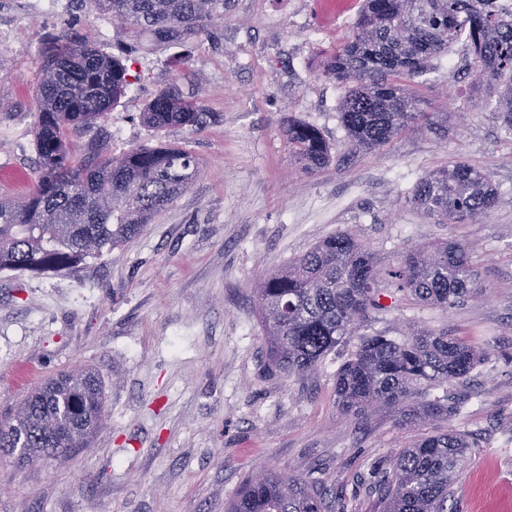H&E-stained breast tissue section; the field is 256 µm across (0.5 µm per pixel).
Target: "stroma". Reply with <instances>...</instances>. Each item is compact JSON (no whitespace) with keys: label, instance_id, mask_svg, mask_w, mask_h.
I'll return each instance as SVG.
<instances>
[{"label":"stroma","instance_id":"35a3bbf8","mask_svg":"<svg viewBox=\"0 0 512 512\" xmlns=\"http://www.w3.org/2000/svg\"><path fill=\"white\" fill-rule=\"evenodd\" d=\"M361 0L343 17L324 0H226L207 35L142 46L138 81L76 140L112 155L176 144L199 162L190 188L130 243L45 272H0V415L49 377L92 369L104 388L90 447L19 467L0 459V512H224L264 467L320 479L343 512H377L363 483L417 439L394 410L339 412L336 372L359 336L312 374L265 370L253 286L324 238L344 232L381 268L415 244L473 245L484 296L443 310L382 298L360 334L400 339L416 326L471 341L487 356L463 382L434 385L465 403L469 435L453 485L457 512H512V132L489 104L498 81L466 75L461 52L432 60L414 83L447 134L410 129L372 152L352 150L322 76ZM88 39L115 55L126 35L78 0H0V192L29 186L39 55L49 37ZM208 112L199 131L148 130L140 114L169 83ZM315 126L333 159L304 173L283 135ZM462 161L491 175L498 202L474 224H437L409 202L428 172Z\"/></svg>","mask_w":512,"mask_h":512}]
</instances>
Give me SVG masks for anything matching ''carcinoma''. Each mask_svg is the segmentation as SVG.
I'll return each mask as SVG.
<instances>
[{
  "instance_id": "obj_1",
  "label": "carcinoma",
  "mask_w": 512,
  "mask_h": 512,
  "mask_svg": "<svg viewBox=\"0 0 512 512\" xmlns=\"http://www.w3.org/2000/svg\"><path fill=\"white\" fill-rule=\"evenodd\" d=\"M119 23L130 41L181 44L207 32L224 15V0H80ZM461 46L466 65L501 82L498 115L512 131V10L498 0H362L347 38L329 55L323 74L346 88L339 118L355 150H375L430 113L409 83L432 58ZM34 143L36 176L20 199L0 198V270H64L132 241L152 217L187 191L196 158L176 145L134 147L118 157L86 154L75 139L97 124L132 85L130 68L95 44L62 36L41 50ZM150 130H198L207 121L196 100L171 83L141 114ZM288 151L308 173L332 161L312 125L285 130ZM498 190L490 176L464 162L426 174L410 202L439 224H468L490 211ZM394 288L417 303L452 309L476 287L471 250L454 241L406 249L399 266L382 274L372 254L350 236L324 238L274 269L255 288L268 371L305 375L381 308ZM486 352L427 328L401 340L363 335L336 373L344 415L368 418L398 409L401 426L432 425L431 434L372 471L367 491L382 512H448L453 482L471 447L468 435L436 423L459 412L455 397L427 399L426 382L463 381ZM104 392L91 370L63 372L36 388L0 418V448L18 460L87 448L100 427ZM225 512H336L322 484L263 469L249 475Z\"/></svg>"
}]
</instances>
